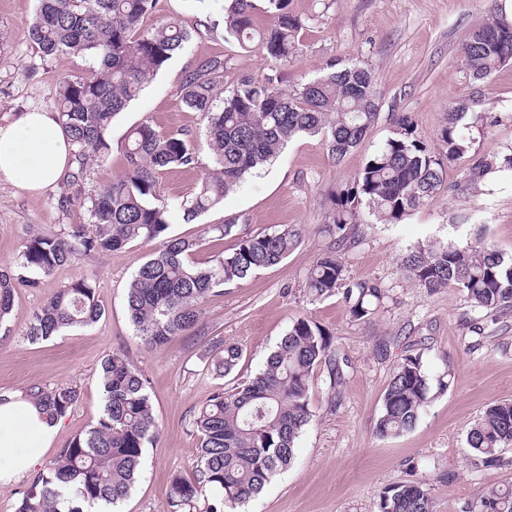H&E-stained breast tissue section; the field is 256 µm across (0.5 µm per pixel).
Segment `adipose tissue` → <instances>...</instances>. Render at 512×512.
<instances>
[{"mask_svg": "<svg viewBox=\"0 0 512 512\" xmlns=\"http://www.w3.org/2000/svg\"><path fill=\"white\" fill-rule=\"evenodd\" d=\"M70 149L54 113H26L0 125V178L32 193L56 187L69 169ZM58 428V422L42 419L31 403L9 395L0 404V484L31 471Z\"/></svg>", "mask_w": 512, "mask_h": 512, "instance_id": "adipose-tissue-1", "label": "adipose tissue"}]
</instances>
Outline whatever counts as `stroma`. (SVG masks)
I'll return each instance as SVG.
<instances>
[{
    "instance_id": "obj_1",
    "label": "stroma",
    "mask_w": 512,
    "mask_h": 512,
    "mask_svg": "<svg viewBox=\"0 0 512 512\" xmlns=\"http://www.w3.org/2000/svg\"><path fill=\"white\" fill-rule=\"evenodd\" d=\"M35 6V0H0V125L36 110L56 111L61 78L87 74L93 66L77 56L41 60L28 35ZM291 8L303 21L297 57L280 62L260 49H243L223 35L201 32L116 116L112 154L90 169L84 184L90 191L123 173L120 145L134 125L147 121L162 131L200 133V120L182 105L178 88L211 58H224L225 86L242 75L260 81L274 75L289 91L323 74L332 59L365 65L376 76L380 116L358 148L336 160L324 138H296L274 165L249 177L223 204L190 222L174 215L170 226L171 234L199 241L193 254L199 263L220 251L233 252L235 237L220 240L212 230L226 219H236L239 229L253 234L296 228L302 241L288 259L207 299L201 306L204 335L180 336L154 349L131 326L126 292L134 271L158 242L87 256L14 297L10 331L0 338V392L20 393L33 384L81 390L39 468H46L98 417L100 364L107 354L124 352L149 379L158 434L118 512H170L173 476L191 477L197 462L194 412L215 391L231 390L253 377L300 317L310 318L331 337L333 348L349 363L346 379L335 399L327 366L314 369L312 420L297 441L294 462L244 512H378L385 487L415 479L426 482L432 512H464L486 490L512 484V448L506 449L501 466L483 464L466 448L468 433L486 408L512 400V312L491 318L471 309L452 287L422 295L401 266L402 257L419 245L479 235L512 256V170L488 175L476 185L469 181L476 159L512 154V64L475 81L460 55L470 30L490 13L505 15V0H292ZM460 103L489 121L472 128L469 152L447 164L444 189L401 224L377 223L368 209H360L356 241L336 246L326 231L332 199L393 137L395 114L411 115L436 153L443 148L440 131L447 114ZM62 193L59 187L30 193L0 178V266L13 265L31 231L87 223L84 209L59 211ZM331 250L348 280L382 288L383 301L368 317L350 315L343 291L321 298L307 294L309 268ZM90 275L97 278V295L106 310L101 320L43 342L25 341L33 311L57 289ZM218 340L243 350L235 371L224 377L205 366ZM379 341L388 345L386 357L373 350ZM410 350L420 353L429 374L430 399L412 430L383 439L375 431L383 395Z\"/></svg>"
}]
</instances>
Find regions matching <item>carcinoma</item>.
Here are the masks:
<instances>
[{
  "mask_svg": "<svg viewBox=\"0 0 512 512\" xmlns=\"http://www.w3.org/2000/svg\"><path fill=\"white\" fill-rule=\"evenodd\" d=\"M224 39L242 47L257 41L277 61L299 52L302 21L290 10L291 0H264L277 17L266 29L255 24L254 0H227ZM157 0H38L29 27L40 57L87 56L96 68L86 75L63 78L57 88V120L71 144L77 182L90 162L112 153L113 118L190 41L192 29L176 18L162 17L143 28L156 12ZM470 78L481 81L512 63V23L493 15L473 29L460 46ZM224 61L215 58L181 82L178 93L186 109L198 114L204 138L186 131L161 132L147 121L129 129L124 145V174L95 193H63L58 206L84 209L87 224H65L58 231H36L26 239L15 263L0 268V328L7 325L19 288H36L41 277L92 254H110L138 242L163 240L135 271L127 288L130 321L144 343L157 348L176 336L204 333L200 305L224 294V287L260 269L282 264L297 248L301 232L283 228L239 237L230 254L219 252L204 264L192 260L198 244L169 235L179 210L194 220L223 202L247 176L272 164L284 146L299 135L325 138L339 160L356 149L378 119L376 79L356 63L332 61L318 78L293 91L278 79L241 78L221 88ZM466 106L448 112L440 137L445 151L431 153L407 114L396 119L390 138L366 162L353 182L336 194L330 216L340 241L355 234L358 208L366 205L382 224H401L444 185L445 163L470 150L469 127L461 125ZM208 151L211 167L196 193L180 203L166 198L161 176L178 168L201 165ZM512 169V156L482 157L471 168L480 178L499 168ZM401 266L425 295L453 286L470 307L488 313L512 312V258L477 238L465 243L428 245L406 255ZM346 280L334 254L316 260L305 288L314 297L335 293ZM96 277L57 290L32 314L24 334L30 343L59 332L92 325L104 314L96 297ZM383 297L377 285H347L349 313L362 319ZM242 356L234 343H219L207 361L216 376L231 374ZM329 363L330 389L344 380L342 364L326 332L307 318L296 319L253 380L240 389L219 390L193 415L200 453L192 477L171 481V512H189L202 492L216 491L205 512H236L259 494L271 477L295 457L299 436L311 420L309 383L312 370ZM103 412L85 434L74 437L55 461L21 492L16 512H92L98 505L124 500L135 483L146 445L157 432L145 374L125 354L114 352L101 363ZM430 378L419 354L402 359L382 400L376 433L387 438L412 429L427 406ZM25 400L47 419L67 415L80 400L72 385L29 386ZM467 447L484 464L502 465L512 447V401L488 407L467 437ZM379 512H431L426 484L408 481L388 487ZM466 512H512V486L490 489Z\"/></svg>",
  "mask_w": 512,
  "mask_h": 512,
  "instance_id": "cac0c4a2",
  "label": "carcinoma"
}]
</instances>
